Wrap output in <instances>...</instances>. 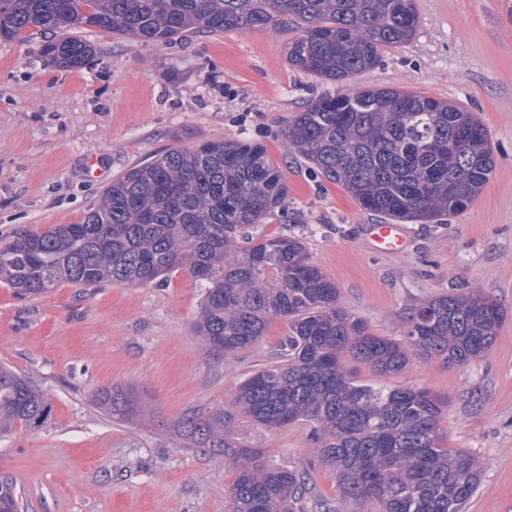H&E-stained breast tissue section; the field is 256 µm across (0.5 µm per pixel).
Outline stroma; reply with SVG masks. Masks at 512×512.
Returning a JSON list of instances; mask_svg holds the SVG:
<instances>
[{
    "label": "stroma",
    "instance_id": "35a3bbf8",
    "mask_svg": "<svg viewBox=\"0 0 512 512\" xmlns=\"http://www.w3.org/2000/svg\"><path fill=\"white\" fill-rule=\"evenodd\" d=\"M413 39L386 50L350 87H400L473 112L496 167L478 199L443 224H404V250L372 249L380 215L286 149L283 130L330 85L292 69L293 31L253 29L141 45L88 33L97 52L80 71L45 62L36 43L0 40V234L78 222L134 164L210 139L263 143L284 169L288 211L259 231L301 239L340 290L343 307L379 336L402 338L413 308L479 293L507 311L491 348L449 366L413 360L385 384L446 398L441 429L481 464L466 512H512V0H415ZM201 290L182 269L148 285H63L17 297L0 285V365L46 393L48 420L0 437V478L24 512H229V456L188 447L186 412L228 407L238 384L277 359L288 328L253 347L210 351L194 334ZM116 387L139 402L129 420L91 401ZM234 436L274 463L306 470L305 512H370L343 499L308 431L239 418Z\"/></svg>",
    "mask_w": 512,
    "mask_h": 512
}]
</instances>
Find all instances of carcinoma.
<instances>
[{
	"mask_svg": "<svg viewBox=\"0 0 512 512\" xmlns=\"http://www.w3.org/2000/svg\"><path fill=\"white\" fill-rule=\"evenodd\" d=\"M290 26L299 34L288 42V64L336 84L408 43L418 16L414 0H0V37L37 39L41 56L68 71L84 69L95 54L85 31L150 44ZM284 137L362 209L405 223H437L467 209L496 166L473 113L393 87L323 95L288 122ZM450 141L457 152H448ZM287 198L285 174L263 144L221 139L170 148L112 181L79 222L0 235V283L37 296L61 284H150L182 268L203 288L194 333L226 356L285 320L279 360L242 381L230 409L181 420L189 444L232 449V512H296L307 490L305 472L235 444L230 427L239 415L268 430L306 425L342 496L376 512H464L481 466L467 450L448 447L443 400L425 388L364 382L355 365L381 377L415 358L464 365L494 343L502 305L448 293L417 306L403 338L377 336L339 305V288L309 261L301 240L250 232ZM93 402L110 418L136 410L118 388ZM48 413L32 380L0 368V437ZM20 500L17 485L0 480V512H21Z\"/></svg>",
	"mask_w": 512,
	"mask_h": 512,
	"instance_id": "1",
	"label": "carcinoma"
}]
</instances>
